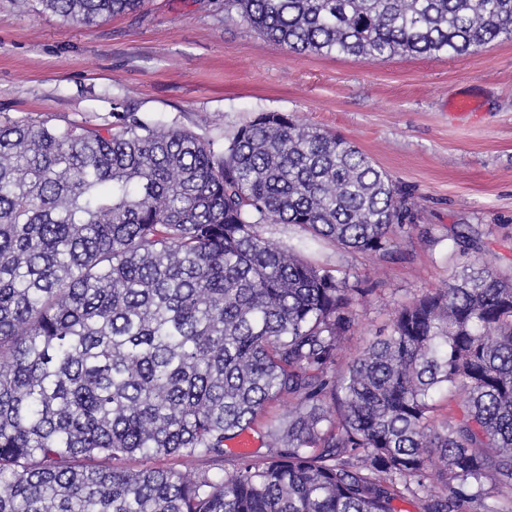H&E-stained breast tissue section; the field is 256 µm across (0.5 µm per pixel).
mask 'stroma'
Listing matches in <instances>:
<instances>
[{
	"label": "stroma",
	"instance_id": "35a3bbf8",
	"mask_svg": "<svg viewBox=\"0 0 512 512\" xmlns=\"http://www.w3.org/2000/svg\"><path fill=\"white\" fill-rule=\"evenodd\" d=\"M455 98L475 105L449 110ZM205 139L261 112L340 134L408 192L391 255L312 240L293 224L261 235L369 289L335 366L343 373L400 306L477 258L512 276V40L448 57L300 56L224 11V0H145L93 25L0 0V120L64 126L110 118L114 101Z\"/></svg>",
	"mask_w": 512,
	"mask_h": 512
}]
</instances>
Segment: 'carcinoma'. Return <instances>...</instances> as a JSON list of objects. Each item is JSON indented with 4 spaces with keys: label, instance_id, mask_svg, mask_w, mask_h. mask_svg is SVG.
Returning a JSON list of instances; mask_svg holds the SVG:
<instances>
[{
    "label": "carcinoma",
    "instance_id": "carcinoma-1",
    "mask_svg": "<svg viewBox=\"0 0 512 512\" xmlns=\"http://www.w3.org/2000/svg\"><path fill=\"white\" fill-rule=\"evenodd\" d=\"M89 24L142 0H41ZM300 55H462L512 0H224ZM392 177L338 134L262 112L220 146L112 121H0V512H512V280L472 260L329 374L370 289L265 240L298 224L388 255ZM465 395L436 427L435 396ZM266 452L224 461L267 405ZM494 482L495 490L485 488Z\"/></svg>",
    "mask_w": 512,
    "mask_h": 512
}]
</instances>
